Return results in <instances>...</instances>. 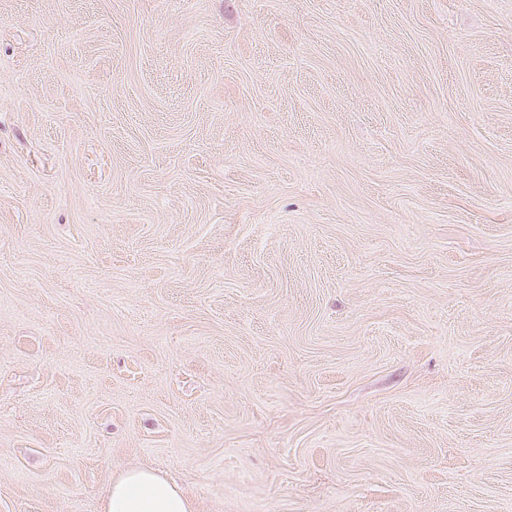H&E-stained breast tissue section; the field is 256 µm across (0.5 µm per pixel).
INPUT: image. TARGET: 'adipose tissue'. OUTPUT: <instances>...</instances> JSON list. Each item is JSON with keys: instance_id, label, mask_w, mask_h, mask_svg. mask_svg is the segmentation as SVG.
<instances>
[{"instance_id": "adipose-tissue-1", "label": "adipose tissue", "mask_w": 512, "mask_h": 512, "mask_svg": "<svg viewBox=\"0 0 512 512\" xmlns=\"http://www.w3.org/2000/svg\"><path fill=\"white\" fill-rule=\"evenodd\" d=\"M104 512H192V505L175 481L132 467L113 479Z\"/></svg>"}]
</instances>
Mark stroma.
<instances>
[{"label": "stroma", "instance_id": "35a3bbf8", "mask_svg": "<svg viewBox=\"0 0 512 512\" xmlns=\"http://www.w3.org/2000/svg\"><path fill=\"white\" fill-rule=\"evenodd\" d=\"M512 512V0H0V512ZM104 512H192V505L175 481L132 467L113 479Z\"/></svg>", "mask_w": 512, "mask_h": 512}]
</instances>
